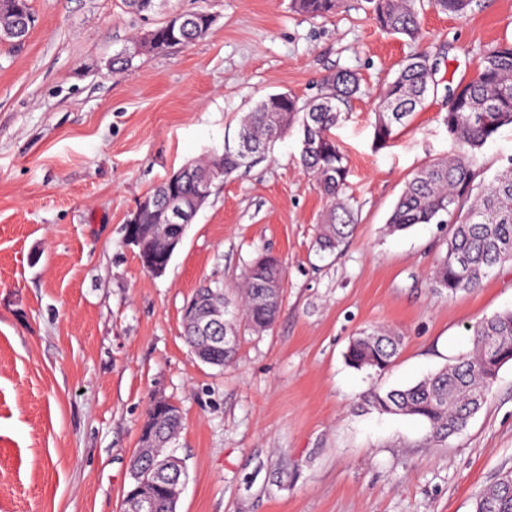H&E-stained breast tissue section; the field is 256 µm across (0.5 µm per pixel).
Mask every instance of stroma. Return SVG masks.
I'll use <instances>...</instances> for the list:
<instances>
[{
    "label": "stroma",
    "instance_id": "35a3bbf8",
    "mask_svg": "<svg viewBox=\"0 0 512 512\" xmlns=\"http://www.w3.org/2000/svg\"><path fill=\"white\" fill-rule=\"evenodd\" d=\"M31 5L26 41L0 42V512H124L155 396L183 417L177 512H475L512 469V362L444 445L421 421L361 403L448 364L471 348L470 325L512 309V265L451 297L431 284L447 225L386 229L407 181L458 153L448 94L489 43L512 41V0H473L464 16L419 0L416 42L385 34L369 0L326 17L291 0H167L150 15L124 0ZM198 10L214 23L195 44L107 69L167 13ZM420 52L435 94L376 147L379 95ZM338 70L362 89L331 130L357 219L341 252L316 250L327 202L292 128L214 186L166 272L147 273L124 233L147 193L235 138L261 97L315 98ZM263 252L285 270L273 328L243 335L229 366L202 363L183 337L185 304L202 284L236 285ZM377 326L403 337L393 365L349 367L351 337Z\"/></svg>",
    "mask_w": 512,
    "mask_h": 512
}]
</instances>
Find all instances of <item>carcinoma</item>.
I'll return each mask as SVG.
<instances>
[{"instance_id":"1","label":"carcinoma","mask_w":512,"mask_h":512,"mask_svg":"<svg viewBox=\"0 0 512 512\" xmlns=\"http://www.w3.org/2000/svg\"><path fill=\"white\" fill-rule=\"evenodd\" d=\"M473 0H432L438 11L463 15ZM379 27L411 40L420 38L416 0H372ZM341 0H293L303 13L329 16ZM206 11L173 14L155 28L134 36L137 46L131 55L121 50L112 56V73L133 65L136 58L172 45L191 46L212 25ZM30 0H0V29L13 25L32 26ZM325 92L315 100L299 102L290 92L269 94L258 100L239 120L235 146L194 160L172 172L143 198L131 214L132 230L142 240L143 254L160 260L166 240L155 235L156 225L166 224L173 235L187 226L174 223L162 206L164 197L175 194L201 209L217 182L263 157L269 145L297 125L314 138L313 146L299 154L302 167L314 178L327 201V211L318 225L319 250L335 253L355 231V216L345 196L348 169L346 158L331 136L341 119V107L361 93L359 78L337 71L324 80ZM434 90L432 67L426 55L418 54L401 64L383 89L376 112L374 139L378 146L389 141L417 110L423 108ZM448 133L459 146L452 158L437 160L418 171L406 184L388 219L391 232L417 224H451L446 255L433 271L436 290L454 296L480 285L494 268L512 263V159L489 181H484L479 155L500 131L512 126V42L488 45L475 75L459 85L449 98L444 117ZM284 270L279 258L264 253L254 260L240 283L233 288L200 286L191 301L206 297L224 311V335L230 344L219 342L215 353L219 366L234 361L243 332L261 334L276 322L282 304ZM472 348L437 372L405 388L373 390L365 399L370 410L415 418L427 425L429 439L446 442L462 431L486 404L500 368L512 361V310L496 312L471 326ZM402 337L385 328L362 329L349 342L347 364L356 370H388L398 355ZM183 426L182 415L172 402L159 396L149 404L141 435L158 434L173 442ZM183 480L164 481L155 489L164 503L180 494ZM476 512H512V474L502 475L484 488Z\"/></svg>"}]
</instances>
